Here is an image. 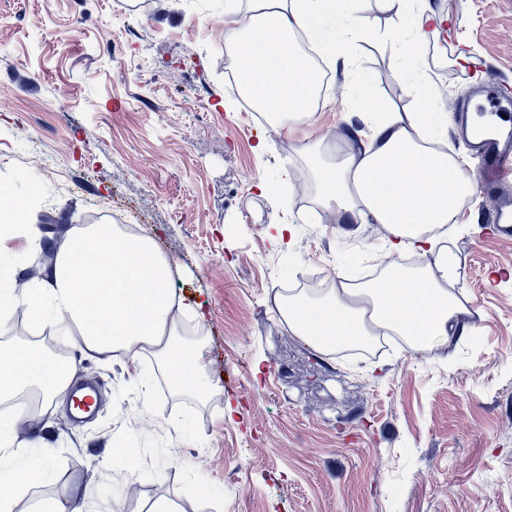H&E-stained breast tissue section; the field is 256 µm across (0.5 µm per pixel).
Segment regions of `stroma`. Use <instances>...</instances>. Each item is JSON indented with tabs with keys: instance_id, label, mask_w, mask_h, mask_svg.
I'll list each match as a JSON object with an SVG mask.
<instances>
[{
	"instance_id": "1",
	"label": "stroma",
	"mask_w": 512,
	"mask_h": 512,
	"mask_svg": "<svg viewBox=\"0 0 512 512\" xmlns=\"http://www.w3.org/2000/svg\"><path fill=\"white\" fill-rule=\"evenodd\" d=\"M453 26L418 45L438 111L489 82L512 87V0H429ZM226 0H0V196L39 192L36 234L0 239V285L49 269L44 246L122 221L172 264L170 286L202 341L205 400L173 391L151 354L137 363L60 350L55 325L17 307L1 343L38 341L101 392L97 413L68 402L0 426L13 447L50 453L45 482L16 512L65 484L87 512H512V234L489 224L493 200L465 201L455 238L470 334L412 350L398 336L366 352L322 355L271 309L282 287L374 272L385 225L347 224L317 205L304 145L345 149L358 102L414 109L385 46L390 13L365 0L359 68L327 53L328 90L303 121L256 145L266 123L238 101L224 67ZM36 166L34 182L23 180ZM276 181V199L257 184ZM292 224L275 241L272 224ZM138 448L117 468L118 437Z\"/></svg>"
}]
</instances>
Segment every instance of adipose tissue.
<instances>
[{"label": "adipose tissue", "mask_w": 512, "mask_h": 512, "mask_svg": "<svg viewBox=\"0 0 512 512\" xmlns=\"http://www.w3.org/2000/svg\"><path fill=\"white\" fill-rule=\"evenodd\" d=\"M252 9L225 34V47L240 63L241 83L266 110L269 128L282 133L309 110L318 81L301 54L291 52L289 37L298 30L329 46L355 43L362 32V0H252ZM391 13L392 52L401 76L419 99L417 111L365 112L363 125L348 130L358 148L339 152L315 167L318 203L342 218H366L388 226L390 237L380 257L376 281H342L313 297L298 292L275 296L282 326L322 353L340 345L368 347L379 334L404 337L413 350L462 335L468 312L456 290L463 266L453 249L460 233L461 200L473 179L463 162L430 148V130L443 120L433 112L423 59L411 50L419 29L445 28L448 17L426 0H386ZM419 24L408 27L410 15ZM428 257V264L401 269L399 253ZM170 263L152 240L125 236L114 225L94 224L74 231L53 268L24 293L0 289V324L17 306H25L36 324L58 326L62 345L102 357L123 353L138 359L152 353L174 387L204 397L201 349L175 345L181 304L169 283ZM72 366H58L36 344L0 348V399L13 400L27 388H39L47 402L68 390ZM8 437H0V512H14L22 475L46 477L50 456L18 461Z\"/></svg>", "instance_id": "adipose-tissue-1"}]
</instances>
